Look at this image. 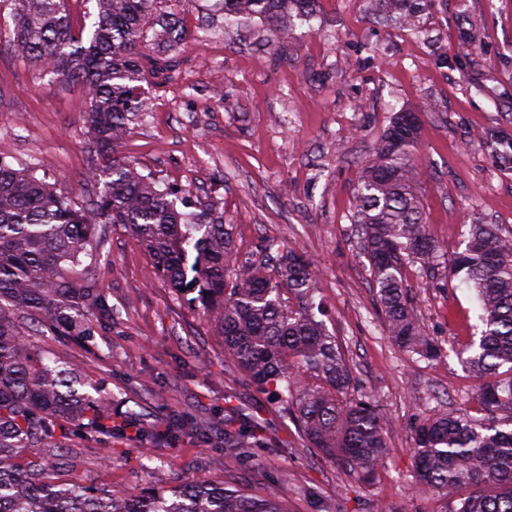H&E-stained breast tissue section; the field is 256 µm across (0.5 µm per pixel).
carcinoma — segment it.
<instances>
[{
    "instance_id": "carcinoma-1",
    "label": "carcinoma",
    "mask_w": 512,
    "mask_h": 512,
    "mask_svg": "<svg viewBox=\"0 0 512 512\" xmlns=\"http://www.w3.org/2000/svg\"><path fill=\"white\" fill-rule=\"evenodd\" d=\"M14 21L12 52L90 99L88 148L101 159L89 177L102 185L80 203L54 190L29 167L0 160V512H282L275 490L255 498L240 489L185 485L138 494L48 480L62 468L59 452L74 432L123 440L135 428L153 447L194 433L187 417L161 426L112 420L102 388L80 390L77 371L62 367L28 340L31 326L60 336L95 335L94 321L112 317L95 280L79 267L92 256L91 230L110 224L129 231L161 277L208 316L224 339V355L258 389L274 395L284 415L321 457L362 483L390 455L391 425L360 391L316 302L318 275L293 250L241 260L232 225L210 206L177 205L139 163L117 156L129 124L144 110L146 73L164 75L171 58L144 57L145 26L159 0H95L88 32H75L64 0H0ZM315 0H224V18H259L276 39L291 18L313 15ZM421 123L398 112L365 161L353 195L360 254L368 261L383 330L405 352L426 360L442 354L404 284L406 265L444 269L475 292L483 329L465 349L487 413L426 417L414 428L413 478L448 497V512H512V428L498 412L512 410V232L475 217L463 249L442 252L423 220L415 150ZM224 454L234 463L260 442L257 417L224 409ZM23 457L24 463L14 460Z\"/></svg>"
}]
</instances>
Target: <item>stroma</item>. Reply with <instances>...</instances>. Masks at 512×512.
I'll return each instance as SVG.
<instances>
[{
    "instance_id": "35a3bbf8",
    "label": "stroma",
    "mask_w": 512,
    "mask_h": 512,
    "mask_svg": "<svg viewBox=\"0 0 512 512\" xmlns=\"http://www.w3.org/2000/svg\"><path fill=\"white\" fill-rule=\"evenodd\" d=\"M157 10L173 12L175 37L147 33V49L178 65L143 82L146 107L120 154L160 187L223 211L240 258L260 259L272 244L313 260L328 328L392 420L391 453L366 486L320 457L273 396L225 358L222 337L131 233L110 226L88 272L111 320L88 342L31 341L109 392L113 419L150 426L187 416L208 436L156 452L131 436L107 453L77 435L59 479L134 494L203 483L259 496L273 487L284 512H448L447 499L413 481V428L437 412L480 414L455 353L478 329L475 296L458 279L406 266L426 330L456 347L434 362L398 351L377 318L351 200L395 113L417 112L418 196L441 249L461 250L476 216L512 230V0H432L414 31L386 18L384 0H317L314 17L274 43L259 19L225 23L224 0H159ZM10 12L0 8V159L35 164L38 176L89 199L99 191L88 176L89 97L11 53ZM469 25L479 36L465 45L458 29ZM229 401L253 411L278 449L258 446L230 464L213 427Z\"/></svg>"
}]
</instances>
